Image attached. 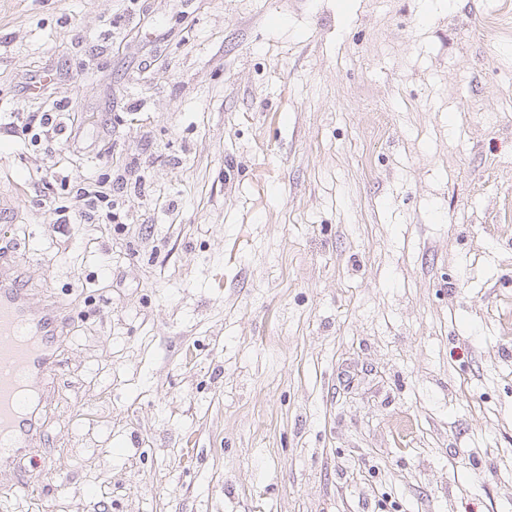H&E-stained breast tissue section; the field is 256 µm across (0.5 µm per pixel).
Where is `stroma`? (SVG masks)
<instances>
[{"instance_id": "1", "label": "stroma", "mask_w": 512, "mask_h": 512, "mask_svg": "<svg viewBox=\"0 0 512 512\" xmlns=\"http://www.w3.org/2000/svg\"><path fill=\"white\" fill-rule=\"evenodd\" d=\"M0 192L69 321L0 512H512V0H0ZM26 121L25 131L38 130V133L33 134L31 140L34 139V142H38L39 138L41 142L43 137L44 142L47 144L45 147L47 153H55L56 148L53 147V143L55 142L58 124L55 123L54 115L49 112H35L28 115ZM81 182L84 187H81L80 197L82 201V211L79 212L81 217L85 215H92L98 212L99 208H102L103 204L109 207V193L106 191L107 188L104 186V182L94 180L89 177L82 176ZM84 214V215H82Z\"/></svg>"}]
</instances>
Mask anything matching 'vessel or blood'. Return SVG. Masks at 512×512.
Wrapping results in <instances>:
<instances>
[{
    "label": "vessel or blood",
    "mask_w": 512,
    "mask_h": 512,
    "mask_svg": "<svg viewBox=\"0 0 512 512\" xmlns=\"http://www.w3.org/2000/svg\"><path fill=\"white\" fill-rule=\"evenodd\" d=\"M67 335L63 306H34L13 263L0 255V471L17 469L41 440L43 388Z\"/></svg>",
    "instance_id": "1"
}]
</instances>
